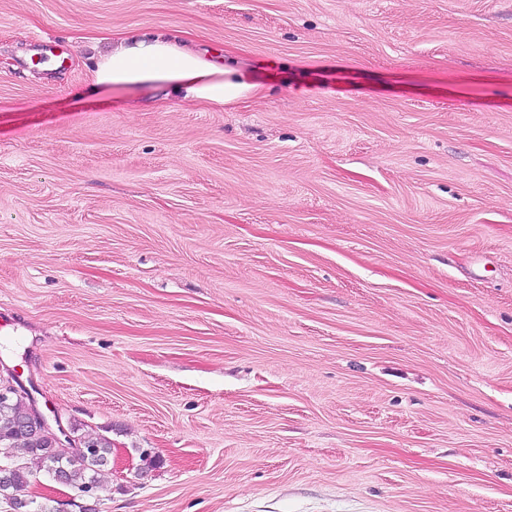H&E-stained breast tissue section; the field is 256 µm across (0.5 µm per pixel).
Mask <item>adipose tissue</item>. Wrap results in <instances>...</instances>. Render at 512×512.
Masks as SVG:
<instances>
[{
  "instance_id": "ef3b65f1",
  "label": "adipose tissue",
  "mask_w": 512,
  "mask_h": 512,
  "mask_svg": "<svg viewBox=\"0 0 512 512\" xmlns=\"http://www.w3.org/2000/svg\"><path fill=\"white\" fill-rule=\"evenodd\" d=\"M91 81L99 88L164 84L183 99L213 107L236 105L261 91L250 71L227 66L187 41L164 34L108 37Z\"/></svg>"
}]
</instances>
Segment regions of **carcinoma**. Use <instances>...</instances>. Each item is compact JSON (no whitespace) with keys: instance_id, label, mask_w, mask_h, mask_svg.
<instances>
[{"instance_id":"obj_1","label":"carcinoma","mask_w":512,"mask_h":512,"mask_svg":"<svg viewBox=\"0 0 512 512\" xmlns=\"http://www.w3.org/2000/svg\"><path fill=\"white\" fill-rule=\"evenodd\" d=\"M28 410V399L20 394L5 403L0 402V465L8 466V469L0 471V500L13 512H57V508L48 504H40L32 511L30 505H24L17 499L42 471L49 476L62 472L66 485L88 497L108 486L111 439L103 435L88 437L87 451L63 456L56 439L47 435L20 433L19 424L27 416ZM18 448L28 454V462L15 461V450Z\"/></svg>"}]
</instances>
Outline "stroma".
Segmentation results:
<instances>
[{"instance_id": "1", "label": "stroma", "mask_w": 512, "mask_h": 512, "mask_svg": "<svg viewBox=\"0 0 512 512\" xmlns=\"http://www.w3.org/2000/svg\"><path fill=\"white\" fill-rule=\"evenodd\" d=\"M116 30L263 93L89 92ZM0 311L99 512H512V0H0Z\"/></svg>"}]
</instances>
